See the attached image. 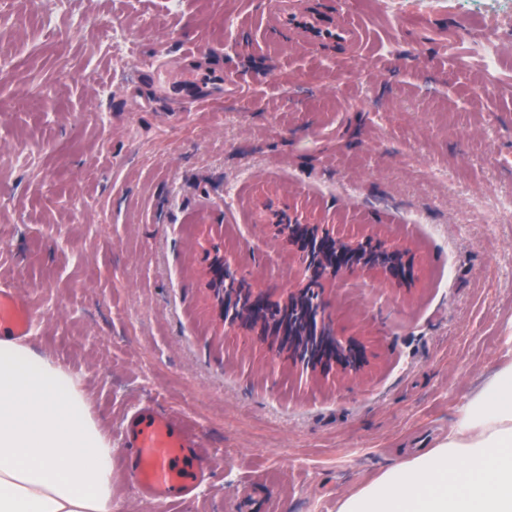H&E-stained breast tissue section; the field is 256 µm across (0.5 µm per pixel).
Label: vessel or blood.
Returning <instances> with one entry per match:
<instances>
[{"instance_id": "1", "label": "vessel or blood", "mask_w": 512, "mask_h": 512, "mask_svg": "<svg viewBox=\"0 0 512 512\" xmlns=\"http://www.w3.org/2000/svg\"><path fill=\"white\" fill-rule=\"evenodd\" d=\"M273 14L275 30L319 49L337 46L349 58L359 57L367 41L365 27L356 21L346 0H338L334 18L313 8L288 10V0H278ZM34 312L25 298L11 289H0V328L27 335ZM128 470L139 490L157 502L179 501L193 495L203 481L208 462L198 436L182 420L155 406L130 413L126 424Z\"/></svg>"}]
</instances>
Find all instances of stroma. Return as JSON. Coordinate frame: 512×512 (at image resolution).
<instances>
[{
	"mask_svg": "<svg viewBox=\"0 0 512 512\" xmlns=\"http://www.w3.org/2000/svg\"><path fill=\"white\" fill-rule=\"evenodd\" d=\"M0 0V287L31 303L38 350L81 372L112 443L124 512H336L512 362V0H349L361 59L285 46L263 0ZM138 28L115 49L108 21ZM497 42L484 72L462 35ZM172 77L226 72L204 103ZM237 197L226 204L225 192ZM289 207L407 247L410 280L327 283L354 379L314 378L267 341L225 333L200 244L217 234L256 288L299 262L267 228ZM155 404L211 458L194 497L140 495L126 416Z\"/></svg>",
	"mask_w": 512,
	"mask_h": 512,
	"instance_id": "1",
	"label": "stroma"
}]
</instances>
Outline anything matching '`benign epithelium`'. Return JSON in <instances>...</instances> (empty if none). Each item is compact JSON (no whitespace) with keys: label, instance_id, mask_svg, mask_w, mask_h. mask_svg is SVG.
<instances>
[{"label":"benign epithelium","instance_id":"1","mask_svg":"<svg viewBox=\"0 0 512 512\" xmlns=\"http://www.w3.org/2000/svg\"><path fill=\"white\" fill-rule=\"evenodd\" d=\"M273 236L297 246L301 278L297 286L278 299L256 289L226 259L224 249L213 239L205 241V271L210 291L224 317V332L238 327L255 332L262 339L287 352L288 359L313 373L332 367L357 377L366 365L361 343L336 334L324 314V283L345 271L381 270L395 279L406 278L411 269L408 250L386 240L367 236L344 238L333 224H310L296 211L285 209L270 224ZM306 303L310 322L318 335L332 341L329 351L306 347L308 329L287 325L285 316Z\"/></svg>","mask_w":512,"mask_h":512}]
</instances>
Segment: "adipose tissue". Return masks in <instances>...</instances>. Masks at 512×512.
<instances>
[{
  "mask_svg": "<svg viewBox=\"0 0 512 512\" xmlns=\"http://www.w3.org/2000/svg\"><path fill=\"white\" fill-rule=\"evenodd\" d=\"M112 445L81 373L29 337L0 338V512H116ZM336 512H512V363Z\"/></svg>",
  "mask_w": 512,
  "mask_h": 512,
  "instance_id": "ef3b65f1",
  "label": "adipose tissue"
}]
</instances>
